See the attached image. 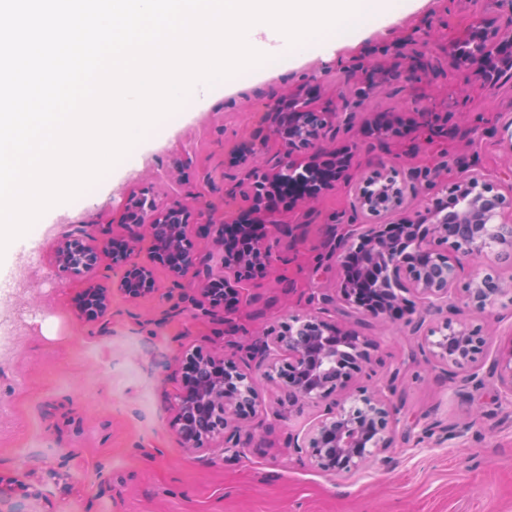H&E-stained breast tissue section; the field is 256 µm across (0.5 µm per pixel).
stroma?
I'll list each match as a JSON object with an SVG mask.
<instances>
[{"label": "stroma", "instance_id": "35a3bbf8", "mask_svg": "<svg viewBox=\"0 0 512 512\" xmlns=\"http://www.w3.org/2000/svg\"><path fill=\"white\" fill-rule=\"evenodd\" d=\"M497 0H427L341 49L342 64L310 59L267 74L245 73L237 86L210 105L185 103L166 117L133 155L71 201L57 205L33 226L43 268L29 287L25 254L0 255V319L15 307L30 310L21 332L0 343V477L9 479L10 512H512V397L494 395L490 372L512 341V305L484 316L460 303L442 316L480 326L488 338L470 383L438 363L425 344L427 325L397 328L377 320L361 326L374 340L365 372L350 386L381 390L396 409L394 446L382 459L351 473L315 469L296 447L297 437L323 413L310 404L279 416L278 393L255 370L266 404L257 413L262 440L239 449L218 445L191 452L172 427V401L181 387V355L239 351L288 314L337 308L336 257L328 242L349 224L363 223L353 210L351 185H340L305 212L283 219L293 238L270 242L274 272L258 278L242 311L230 319L202 317L192 288L159 273L152 298L113 296L106 320L89 322L76 311L79 283L52 263L56 243L75 228L104 236L120 232L126 194L141 187L169 200L201 194L217 216L244 205L252 180L229 161L245 138L264 142L259 163L276 161L279 149L261 123L265 104L285 90L320 85L325 104L341 115L333 141L356 144L363 168L396 164L405 185L399 217H416L421 198L434 196V167L448 180L512 166L502 140V120L512 117V81L495 88L463 85L448 65V45L472 16L503 14ZM426 49L434 66L409 86L393 71L401 58ZM387 70L365 90L363 67ZM410 120L427 112L428 125L402 136L355 139L354 126L370 114ZM184 161L181 180L168 177Z\"/></svg>", "mask_w": 512, "mask_h": 512}]
</instances>
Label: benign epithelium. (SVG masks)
Masks as SVG:
<instances>
[{
  "label": "benign epithelium",
  "instance_id": "benign-epithelium-1",
  "mask_svg": "<svg viewBox=\"0 0 512 512\" xmlns=\"http://www.w3.org/2000/svg\"><path fill=\"white\" fill-rule=\"evenodd\" d=\"M448 65L464 69L487 85L512 79V31L481 17L470 21L457 48L448 53ZM426 67L425 55L416 51L404 57L400 76L411 81ZM317 85L294 88L266 107L264 123L271 139L280 145L286 161L255 171L263 190L250 204L215 223L210 205L194 197L192 203L147 196L142 188L128 194L121 223L125 233L98 238L78 231L59 242L52 255L58 272L83 282L80 314L88 321L103 319L112 306V291L129 300L155 296L156 270L165 269L177 280H189L206 313L227 317L242 304V294L257 269H272L268 241L289 234L283 208L304 209L343 181L353 182L355 200L372 222L359 224L336 237L339 273L336 306L351 309L357 318L390 324L422 323L437 303L448 301L463 257L480 265L490 255L512 253V171L496 177L469 174L448 183L439 179L443 202L424 201L432 222L422 226L410 218L396 225L414 239L415 263L408 262L394 236L386 232L382 216L402 207L398 170L381 162L369 170L353 171L352 149L330 147L327 129L336 111L319 105ZM398 117L376 114L363 121L374 132H398ZM264 143L244 140L230 152L235 163L256 160ZM151 211L152 223L139 224L142 208ZM467 228L465 238L455 235V225ZM212 239L224 253L223 273L197 279L200 242ZM362 251L364 266L401 283L384 290L381 299L367 303L359 288L348 280L350 253ZM121 270L107 288L97 282L102 264ZM463 305L478 314L490 312L503 300L512 302V279L487 270L477 273L457 294ZM426 343L432 356L461 371L473 369L488 344L482 329L465 322L445 320L429 330ZM372 340L353 323L340 324L319 313L292 315L270 330L252 350L258 367L276 389L283 411L305 404H326V413L303 438L311 465L322 472H351L391 447L397 423L390 404L378 390L362 389L352 401L344 392L362 374L370 360ZM182 387L173 407V427L184 447L210 448L231 439L252 441L260 436L255 424L264 400L257 392L251 367L235 354H183ZM494 390L512 395V344L496 363Z\"/></svg>",
  "mask_w": 512,
  "mask_h": 512
}]
</instances>
